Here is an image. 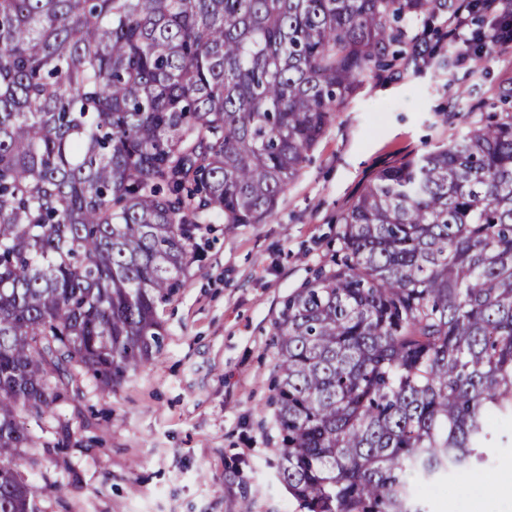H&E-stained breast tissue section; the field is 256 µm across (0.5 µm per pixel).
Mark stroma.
Instances as JSON below:
<instances>
[{
  "label": "stroma",
  "instance_id": "1",
  "mask_svg": "<svg viewBox=\"0 0 512 512\" xmlns=\"http://www.w3.org/2000/svg\"><path fill=\"white\" fill-rule=\"evenodd\" d=\"M485 70H424L366 79L285 189L264 224L202 225L195 262L161 313L160 351L112 394L82 381L35 428L26 449L41 512H297L278 480V434L268 405L273 329L284 298L330 266L340 214L385 166L463 135L485 120L499 85L512 82V50ZM469 89L456 101L448 87ZM68 447H58L60 439ZM481 474L461 471L423 491L430 512H512L487 483L512 464V441L488 449Z\"/></svg>",
  "mask_w": 512,
  "mask_h": 512
}]
</instances>
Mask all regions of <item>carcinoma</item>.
Listing matches in <instances>:
<instances>
[{
    "label": "carcinoma",
    "mask_w": 512,
    "mask_h": 512,
    "mask_svg": "<svg viewBox=\"0 0 512 512\" xmlns=\"http://www.w3.org/2000/svg\"><path fill=\"white\" fill-rule=\"evenodd\" d=\"M452 0H0V512H37L23 420L162 347L199 226L262 224L401 22ZM274 328L300 512H428L512 434V110L380 172Z\"/></svg>",
    "instance_id": "cac0c4a2"
}]
</instances>
